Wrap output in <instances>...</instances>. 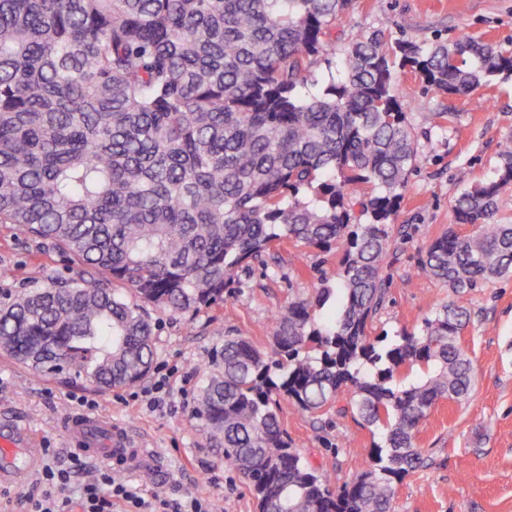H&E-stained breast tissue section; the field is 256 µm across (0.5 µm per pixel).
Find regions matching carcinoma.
Segmentation results:
<instances>
[{"label": "carcinoma", "instance_id": "carcinoma-1", "mask_svg": "<svg viewBox=\"0 0 512 512\" xmlns=\"http://www.w3.org/2000/svg\"><path fill=\"white\" fill-rule=\"evenodd\" d=\"M352 0H0V224L82 267L0 302V349L61 383L108 392L154 358L150 309L196 315L277 244L340 251L336 287L274 317L272 348L224 336L195 413L257 512H392L423 466L419 425L466 399L467 311L435 307L384 346L394 220L419 148L396 71L443 95L512 77V51L463 34L431 44L332 30ZM512 150L455 200L457 224L416 274L457 294L512 276L501 217ZM384 432L333 488L282 429L279 401Z\"/></svg>", "mask_w": 512, "mask_h": 512}]
</instances>
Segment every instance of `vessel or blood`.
Wrapping results in <instances>:
<instances>
[{
    "mask_svg": "<svg viewBox=\"0 0 512 512\" xmlns=\"http://www.w3.org/2000/svg\"><path fill=\"white\" fill-rule=\"evenodd\" d=\"M63 431L66 444L92 462L125 464L132 440L115 427L110 418L96 412H80L65 416ZM42 464V450L24 430L0 434V488L22 484Z\"/></svg>",
    "mask_w": 512,
    "mask_h": 512,
    "instance_id": "obj_1",
    "label": "vessel or blood"
}]
</instances>
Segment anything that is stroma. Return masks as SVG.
Instances as JSON below:
<instances>
[{"label": "stroma", "mask_w": 512, "mask_h": 512, "mask_svg": "<svg viewBox=\"0 0 512 512\" xmlns=\"http://www.w3.org/2000/svg\"><path fill=\"white\" fill-rule=\"evenodd\" d=\"M383 31L388 40L430 43L460 34L487 42L512 41V0H353L336 26V46L363 31ZM401 99L419 144V163L402 191L387 273L386 301L370 332L381 336L418 329L438 305L465 307L470 320L461 342L473 363L474 390L464 401H440L420 424L416 443L424 466L397 485L394 512H512V277L465 294L442 282L415 276L428 244L454 220L453 205L465 183L492 176L500 152L512 146V78L479 88L482 106L469 97L426 91L411 70L397 74ZM454 112L457 122L440 127L437 113ZM338 251L324 252L284 242L264 263L239 271V286L224 304L184 319L158 310L154 367L171 370L166 413L150 412L130 389L98 393L64 387L35 374L0 351V430L21 427L39 447L56 449L51 464L64 469L69 450L61 430L71 411L96 410L126 428L137 462L117 469L118 479L145 496L170 505L198 497L213 512H257L238 472L224 462L195 415L200 388L212 370L211 357L225 334L269 346L272 317L304 289L335 283ZM76 266L16 224H0V291L18 292L51 275L70 277ZM282 426L296 448L330 477L350 481L366 464L377 436L339 407L316 414L298 412L281 400Z\"/></svg>", "instance_id": "stroma-1"}]
</instances>
